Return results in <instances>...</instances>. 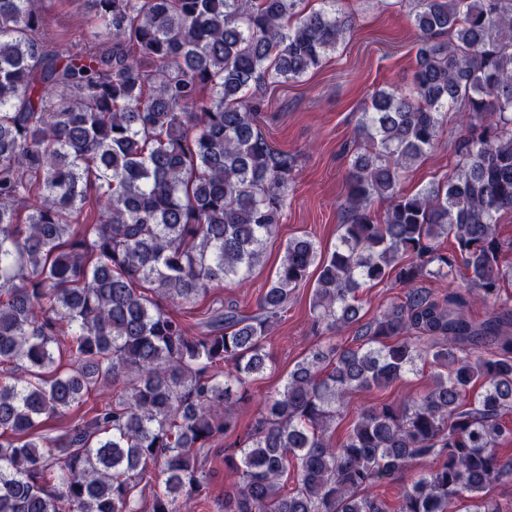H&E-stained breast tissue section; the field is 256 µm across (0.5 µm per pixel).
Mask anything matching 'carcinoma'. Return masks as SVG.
<instances>
[{
    "label": "carcinoma",
    "instance_id": "carcinoma-1",
    "mask_svg": "<svg viewBox=\"0 0 512 512\" xmlns=\"http://www.w3.org/2000/svg\"><path fill=\"white\" fill-rule=\"evenodd\" d=\"M319 2L88 0L94 30L58 48L41 0H0V512H143L135 488L158 462L148 512H181L223 437L235 479L220 512H512L491 495L512 483V242L497 236L512 0H406L412 82L357 118L338 244L288 240L250 315L215 308L194 333L173 312L246 278L278 231L299 157L266 140L258 91L343 40L350 16ZM450 112L453 164L406 192ZM384 280L401 295L362 321L360 291ZM309 281L319 343L239 433L268 332ZM421 362L426 393L362 410L335 439L354 394ZM101 388L90 416L38 433Z\"/></svg>",
    "mask_w": 512,
    "mask_h": 512
}]
</instances>
